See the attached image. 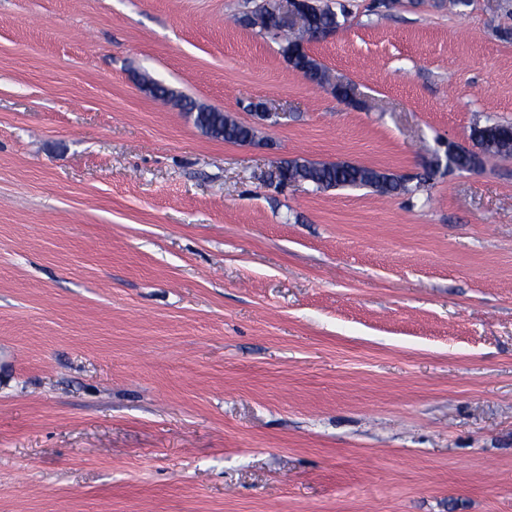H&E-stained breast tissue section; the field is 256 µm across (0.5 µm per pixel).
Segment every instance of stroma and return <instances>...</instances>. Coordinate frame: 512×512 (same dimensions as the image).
I'll return each mask as SVG.
<instances>
[{
    "mask_svg": "<svg viewBox=\"0 0 512 512\" xmlns=\"http://www.w3.org/2000/svg\"><path fill=\"white\" fill-rule=\"evenodd\" d=\"M325 2L353 103L262 0H0V512H512V159L426 170L512 122V11ZM293 66L298 70L308 67L312 72V78L317 80L319 84H324L320 86L330 87L332 92L336 94V97L343 101H350L352 99L354 88L350 84H343L333 80L330 81L331 75L328 70L323 65L317 63L308 54L299 53ZM186 112L194 114V124L205 134L229 143H248L255 140L254 128L237 122L224 112L179 100ZM282 182L307 183L317 190L338 187H368L380 194H410L409 179L351 162H319L288 159L278 166Z\"/></svg>",
    "mask_w": 512,
    "mask_h": 512,
    "instance_id": "stroma-1",
    "label": "stroma"
}]
</instances>
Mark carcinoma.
Wrapping results in <instances>:
<instances>
[{
	"mask_svg": "<svg viewBox=\"0 0 512 512\" xmlns=\"http://www.w3.org/2000/svg\"><path fill=\"white\" fill-rule=\"evenodd\" d=\"M311 70V76L320 84L330 81V73L306 53L298 54L294 68ZM183 109L194 114V124L205 134L229 143H248L255 140V129L237 122L227 114L194 103H183ZM470 138L488 159L512 158V124L487 119L483 125L471 128ZM448 170L468 171L473 166L471 155L448 149ZM282 181L307 183L317 190L338 187H368L380 194H410L409 180L403 176L351 162H319L302 158L288 159L278 166Z\"/></svg>",
	"mask_w": 512,
	"mask_h": 512,
	"instance_id": "obj_1",
	"label": "carcinoma"
}]
</instances>
